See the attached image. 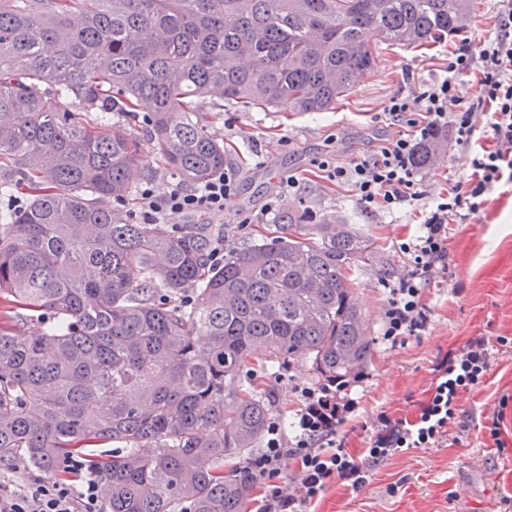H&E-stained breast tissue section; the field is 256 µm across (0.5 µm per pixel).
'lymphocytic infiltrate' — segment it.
<instances>
[{
  "label": "lymphocytic infiltrate",
  "instance_id": "f902f5d3",
  "mask_svg": "<svg viewBox=\"0 0 512 512\" xmlns=\"http://www.w3.org/2000/svg\"><path fill=\"white\" fill-rule=\"evenodd\" d=\"M466 77L476 79L480 87L477 103L464 102L460 94ZM477 106L487 113L482 129L474 122ZM384 112L398 127L394 136L347 164L334 166L325 159L316 163L330 181L351 186L364 209L390 210L420 199L412 158L420 143L442 126H450L456 145L467 149L469 170L467 178L439 194L418 231L399 245L409 266L393 284L383 317V336L395 344L420 335L430 325L423 293L446 268L449 225L482 216L491 190L503 178L512 179V8L499 13L488 39L475 44L462 39L448 59L446 76L413 94H395ZM235 185L236 173L230 169L196 188L173 184L161 197L144 189V217L223 212ZM487 345L486 337L474 336L462 348L449 350L437 366L419 416L412 420L381 416L363 462L336 441L339 427L358 407L351 396L353 381L328 378L301 388L294 435H286L280 422H271L263 451L249 463L261 489L255 512H305L332 482L360 485L369 464L405 449L442 444L459 417L461 395L476 388L490 368ZM289 462L294 473L284 487L280 478ZM67 467L66 479L38 480L16 488L0 485V512H103L97 477L84 475L82 461L70 460Z\"/></svg>",
  "mask_w": 512,
  "mask_h": 512
}]
</instances>
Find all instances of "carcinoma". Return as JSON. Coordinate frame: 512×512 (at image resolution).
Masks as SVG:
<instances>
[{"label":"carcinoma","mask_w":512,"mask_h":512,"mask_svg":"<svg viewBox=\"0 0 512 512\" xmlns=\"http://www.w3.org/2000/svg\"><path fill=\"white\" fill-rule=\"evenodd\" d=\"M473 0H0V467L55 478L69 456L97 469L104 512H242L248 465L276 400L261 375L295 363L344 378L373 339L351 274L375 254L348 224L279 217L212 260L202 224L131 223L151 148L200 184L224 145L198 104L320 112L378 68L372 35L427 46L460 30ZM135 114L145 143L116 122ZM432 140L413 159L431 165ZM50 325L19 335L28 319ZM265 352L254 363V353ZM151 442L154 452L139 453ZM123 445L107 458L104 448Z\"/></svg>","instance_id":"cac0c4a2"}]
</instances>
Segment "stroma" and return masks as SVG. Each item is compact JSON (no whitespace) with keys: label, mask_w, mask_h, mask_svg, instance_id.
<instances>
[{"label":"stroma","mask_w":512,"mask_h":512,"mask_svg":"<svg viewBox=\"0 0 512 512\" xmlns=\"http://www.w3.org/2000/svg\"><path fill=\"white\" fill-rule=\"evenodd\" d=\"M451 37L412 48L382 46L378 70L359 76L334 109L325 112L249 110L228 102L205 103L210 132L224 143L225 164L239 174L235 194L223 213L167 216L170 224H207L232 247L264 230L278 234L276 221L285 212H307L315 221L351 224L371 238L377 250L371 264L353 276L358 302L374 341L364 378L352 391L355 414L338 431L347 450L361 456L375 431L377 417H415L432 385L434 368L448 350L473 336L490 341V370L484 382L461 398L462 413L452 440L436 448H410L372 466L365 484L352 488L336 481L308 512H505L512 501V184L489 195L484 217L448 227V272L437 275L424 291L429 329L394 344L382 336L389 285L408 264L398 249L414 233L422 213L448 183L465 173V152L443 140L432 166L419 169L421 200L393 210H365L354 193L312 171L314 159L341 162L369 151L395 134L383 107L390 97L411 93L444 76ZM299 188L286 190L288 176ZM274 210H267V203ZM303 364L268 376L277 394L272 417L292 423L300 405L298 388L315 384ZM500 416L503 447L488 428Z\"/></svg>","instance_id":"obj_1"}]
</instances>
